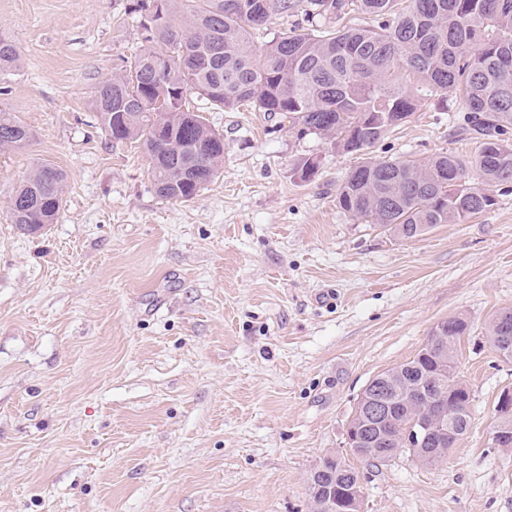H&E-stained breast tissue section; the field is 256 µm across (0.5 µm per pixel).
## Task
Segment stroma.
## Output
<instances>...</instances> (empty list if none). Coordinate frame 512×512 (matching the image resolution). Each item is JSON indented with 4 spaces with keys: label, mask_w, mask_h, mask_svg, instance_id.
Masks as SVG:
<instances>
[{
    "label": "stroma",
    "mask_w": 512,
    "mask_h": 512,
    "mask_svg": "<svg viewBox=\"0 0 512 512\" xmlns=\"http://www.w3.org/2000/svg\"><path fill=\"white\" fill-rule=\"evenodd\" d=\"M132 4L0 0V38L21 55L0 110L31 133L0 151V512H309L329 454L357 471L363 512H512V449L493 441L512 360L486 334L512 306V183L488 211L409 240L336 203L358 164L473 157L457 104L404 77L413 115L348 154L280 115L188 94L224 162L170 201L93 107L141 45ZM40 163L65 176L60 216L25 235L9 200ZM451 317L469 324L467 434L432 467L354 457L364 387Z\"/></svg>",
    "instance_id": "stroma-1"
}]
</instances>
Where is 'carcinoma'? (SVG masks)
<instances>
[{
  "instance_id": "1",
  "label": "carcinoma",
  "mask_w": 512,
  "mask_h": 512,
  "mask_svg": "<svg viewBox=\"0 0 512 512\" xmlns=\"http://www.w3.org/2000/svg\"><path fill=\"white\" fill-rule=\"evenodd\" d=\"M142 46L119 72L97 85L94 109L105 135L134 140L148 154L156 193L167 200L195 197L224 161V135L206 118L185 108L193 91L218 110L249 103L259 112L282 114L300 132L315 134L338 151L372 147L407 121L415 110L409 89L395 82L404 72L439 95L451 96L464 112L466 131L479 142L466 160L440 153L425 160L391 159L352 169L336 200L368 224L389 226L413 239L438 224H457L495 204L493 186L512 183V0H136ZM302 13L310 27L279 32L256 51L253 32L274 20ZM360 12L377 25L347 24ZM20 66L15 47L0 39V73ZM30 132L0 110V151L29 141ZM481 186L469 181V171ZM199 171L204 181L195 182ZM64 174L37 167L10 199L13 223L35 233L56 222ZM466 320L448 324L449 345L423 346L413 359L389 369L400 392L428 386L441 369L440 354L458 355ZM487 335L496 350L512 346V307L490 318ZM454 391L447 405L396 402L382 431L386 437L351 449L367 461H386L408 450L431 465L449 452L410 447L403 430L418 415L443 410L471 424V392L456 371L446 375ZM346 460L328 456L308 479L311 512H348L351 486Z\"/></svg>"
}]
</instances>
